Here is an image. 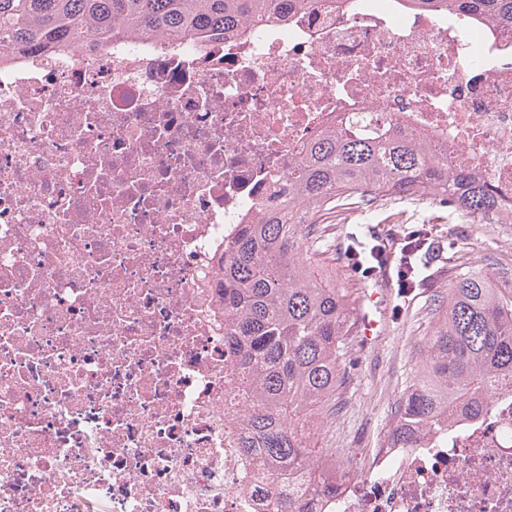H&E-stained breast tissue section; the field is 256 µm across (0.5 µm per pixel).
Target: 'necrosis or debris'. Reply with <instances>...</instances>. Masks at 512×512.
Masks as SVG:
<instances>
[{
  "mask_svg": "<svg viewBox=\"0 0 512 512\" xmlns=\"http://www.w3.org/2000/svg\"><path fill=\"white\" fill-rule=\"evenodd\" d=\"M394 124L512 210V33L314 0L0 64V512H512V396L311 493L244 446L224 244L325 129Z\"/></svg>",
  "mask_w": 512,
  "mask_h": 512,
  "instance_id": "4bbe7bcc",
  "label": "necrosis or debris"
}]
</instances>
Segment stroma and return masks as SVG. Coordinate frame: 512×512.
<instances>
[{"label": "stroma", "mask_w": 512, "mask_h": 512, "mask_svg": "<svg viewBox=\"0 0 512 512\" xmlns=\"http://www.w3.org/2000/svg\"><path fill=\"white\" fill-rule=\"evenodd\" d=\"M418 224L427 226L433 240L427 287L397 290L383 336L370 343L355 337L345 379L336 389L338 413L311 423L317 447L341 449L345 462L358 467L369 449L385 444L393 403L423 365L436 326L428 306L433 296L447 295L449 277L466 266L479 268L500 292L512 294V224H465L432 202L400 200L373 212L353 209L331 216L315 233L317 270L349 298H358L376 277L354 269L347 252L350 232L386 237Z\"/></svg>", "instance_id": "obj_1"}]
</instances>
